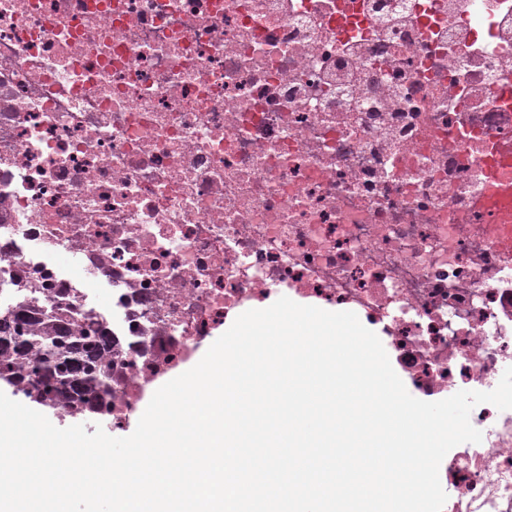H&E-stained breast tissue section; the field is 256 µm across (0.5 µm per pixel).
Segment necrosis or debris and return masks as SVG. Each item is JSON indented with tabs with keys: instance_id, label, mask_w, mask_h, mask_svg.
Here are the masks:
<instances>
[{
	"instance_id": "1",
	"label": "necrosis or debris",
	"mask_w": 512,
	"mask_h": 512,
	"mask_svg": "<svg viewBox=\"0 0 512 512\" xmlns=\"http://www.w3.org/2000/svg\"><path fill=\"white\" fill-rule=\"evenodd\" d=\"M511 141L512 0H0V309L118 340L116 427L291 292L377 329L415 390L487 392L512 222L473 203ZM470 420L449 512H512V409Z\"/></svg>"
}]
</instances>
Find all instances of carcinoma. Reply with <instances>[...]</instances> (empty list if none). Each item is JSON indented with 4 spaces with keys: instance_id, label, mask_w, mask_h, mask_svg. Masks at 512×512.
Segmentation results:
<instances>
[{
    "instance_id": "1",
    "label": "carcinoma",
    "mask_w": 512,
    "mask_h": 512,
    "mask_svg": "<svg viewBox=\"0 0 512 512\" xmlns=\"http://www.w3.org/2000/svg\"><path fill=\"white\" fill-rule=\"evenodd\" d=\"M115 372L112 336L85 319L25 307L0 319V383L39 405L106 417Z\"/></svg>"
}]
</instances>
